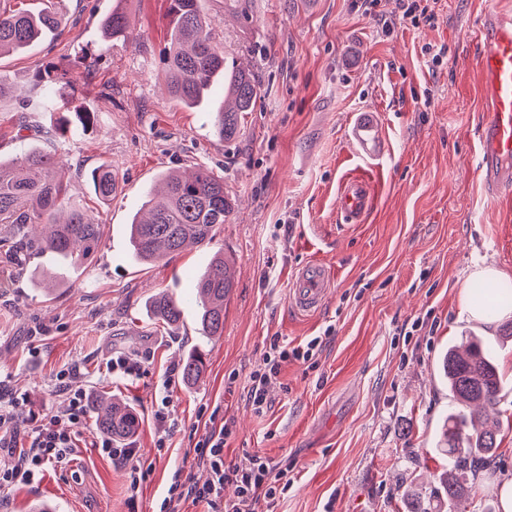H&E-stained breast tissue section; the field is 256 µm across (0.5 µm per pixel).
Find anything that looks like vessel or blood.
Here are the masks:
<instances>
[{
	"instance_id": "b4317fda",
	"label": "vessel or blood",
	"mask_w": 512,
	"mask_h": 512,
	"mask_svg": "<svg viewBox=\"0 0 512 512\" xmlns=\"http://www.w3.org/2000/svg\"><path fill=\"white\" fill-rule=\"evenodd\" d=\"M471 63L479 71L484 90L483 118L478 128L477 170L488 196L512 198V11L487 10L475 23ZM358 153L373 155L379 148L377 126L356 125L350 136ZM371 189L360 179L346 181L336 210L349 224L364 223ZM333 274L323 263L310 261L296 272L290 289L291 308L302 315L323 307Z\"/></svg>"
}]
</instances>
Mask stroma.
<instances>
[{"instance_id": "obj_1", "label": "stroma", "mask_w": 512, "mask_h": 512, "mask_svg": "<svg viewBox=\"0 0 512 512\" xmlns=\"http://www.w3.org/2000/svg\"><path fill=\"white\" fill-rule=\"evenodd\" d=\"M124 10L129 41L103 43L99 22ZM167 0H59L62 22L19 55L0 58L10 94L0 97V158L43 148L66 160L68 194L101 226L96 251L60 269L45 255L17 259L0 244V383L25 399L29 416L63 411L56 375L77 367L71 388L105 393L133 409L131 443L146 475L130 499L127 469L99 453L92 419L78 429L70 461L34 486L0 492V512H157L174 473L204 482L195 447L212 421H230L224 458L252 454L288 466L290 485L262 512H407L406 486L430 489L448 468L437 433L453 406L439 367L465 336L497 349L504 380L498 398L500 447L466 512L498 505L497 480L512 473V340L501 325L467 320L460 291L473 271L494 266L512 278V201L488 199L477 178L475 129L482 79L465 61L473 21L512 0H436V24L400 20L396 0H203L227 59L256 64L262 96L241 134H213L219 96L187 109L162 77ZM391 20L383 31V20ZM443 50L440 69L429 51ZM63 62L75 104L95 125L65 141L51 126L63 101L43 105L38 73ZM380 129L377 159L357 154L352 124ZM111 163L119 190L100 204L87 178ZM207 167L223 174L234 207L212 242L158 264L130 261L129 225L161 172ZM373 188L364 223L336 212L342 183ZM231 261L234 288L224 333L200 331L194 282L216 252ZM317 260L334 286L317 313L289 305L292 275ZM183 301L177 327L146 311L158 293ZM327 341L314 367L291 362L272 384L270 408L244 398L270 337L297 345ZM206 372L190 386L176 380V428L159 440L153 418L160 386L188 352ZM124 355L142 373L119 377L105 363ZM236 376L227 387L228 376Z\"/></svg>"}]
</instances>
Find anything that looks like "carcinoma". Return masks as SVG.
<instances>
[{
	"mask_svg": "<svg viewBox=\"0 0 512 512\" xmlns=\"http://www.w3.org/2000/svg\"><path fill=\"white\" fill-rule=\"evenodd\" d=\"M168 40L163 49V72L171 98L187 108L208 99L212 88L223 83L224 106L214 118L216 131L225 140L240 135L245 116L254 111L260 87L254 67L228 65L203 11L202 0H168ZM60 25L55 0H45L36 12L0 13V55L25 50L54 34ZM105 40L127 39V19L114 9L101 20ZM43 98L50 101L74 94L66 65L48 67L41 75ZM64 161L54 153L30 149L4 162L0 160V224L22 232L25 249L51 256L62 265L85 259L97 247L101 225L85 217L69 201L62 172ZM96 195L114 197L119 188L112 165L103 163L90 174ZM160 198L148 201L149 211L130 224L129 241L134 255L156 262L178 252L186 244L210 243L217 227L226 223L232 199L224 189V177L209 169L193 173L167 171L161 175ZM234 286L229 262L220 253L212 258L195 288L201 304L200 325L206 336L224 332V304ZM154 320L167 326L179 323L181 302L161 294L150 304ZM496 349L474 338L464 347L448 346L442 371L453 394L455 407L445 417L437 451L453 468L438 478L440 497L427 492L410 494L409 512H458L480 471L493 461L499 448L498 426L487 425V409L495 405L502 380L495 363ZM204 363L192 353L183 359L182 374L188 385L200 380ZM89 412L97 429L117 440L133 436L137 415L126 405L104 396L91 399Z\"/></svg>",
	"mask_w": 512,
	"mask_h": 512,
	"instance_id": "carcinoma-1",
	"label": "carcinoma"
}]
</instances>
